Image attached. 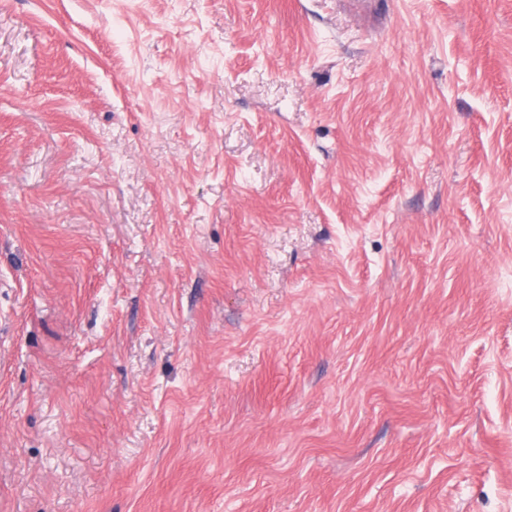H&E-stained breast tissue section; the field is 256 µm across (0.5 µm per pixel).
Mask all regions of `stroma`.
Returning a JSON list of instances; mask_svg holds the SVG:
<instances>
[{"instance_id":"obj_1","label":"stroma","mask_w":512,"mask_h":512,"mask_svg":"<svg viewBox=\"0 0 512 512\" xmlns=\"http://www.w3.org/2000/svg\"><path fill=\"white\" fill-rule=\"evenodd\" d=\"M0 512H512V0H0Z\"/></svg>"}]
</instances>
